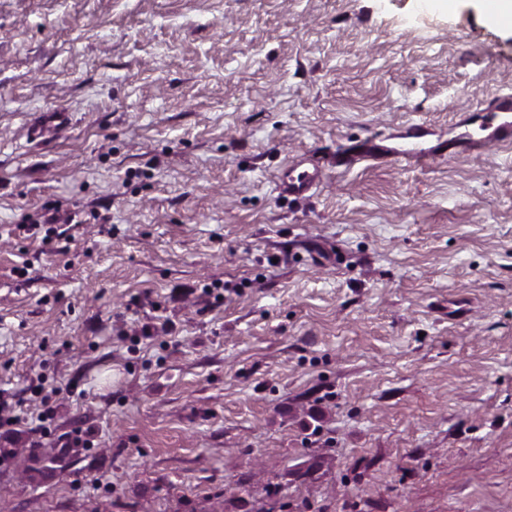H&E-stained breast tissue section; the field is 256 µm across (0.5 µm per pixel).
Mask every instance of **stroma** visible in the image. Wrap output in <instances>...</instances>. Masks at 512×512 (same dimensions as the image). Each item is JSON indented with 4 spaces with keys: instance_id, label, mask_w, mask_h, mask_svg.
<instances>
[{
    "instance_id": "35a3bbf8",
    "label": "stroma",
    "mask_w": 512,
    "mask_h": 512,
    "mask_svg": "<svg viewBox=\"0 0 512 512\" xmlns=\"http://www.w3.org/2000/svg\"><path fill=\"white\" fill-rule=\"evenodd\" d=\"M418 4L0 0L9 512H512V31ZM482 136H470L473 148H481L487 140L498 145H512V94L499 95L488 112L478 117ZM318 183L315 169H299L298 166H287L281 176L280 189L288 197H300L310 193Z\"/></svg>"
}]
</instances>
